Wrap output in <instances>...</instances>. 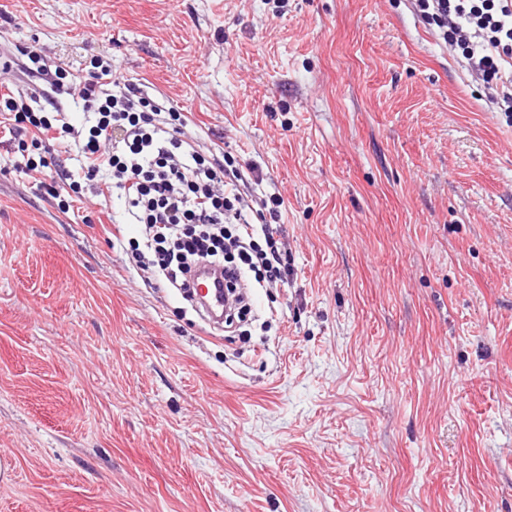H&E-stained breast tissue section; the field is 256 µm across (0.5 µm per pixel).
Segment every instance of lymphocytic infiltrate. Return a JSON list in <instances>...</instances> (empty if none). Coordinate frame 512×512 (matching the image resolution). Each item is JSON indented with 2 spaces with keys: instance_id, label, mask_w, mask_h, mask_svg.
Returning a JSON list of instances; mask_svg holds the SVG:
<instances>
[{
  "instance_id": "1",
  "label": "lymphocytic infiltrate",
  "mask_w": 512,
  "mask_h": 512,
  "mask_svg": "<svg viewBox=\"0 0 512 512\" xmlns=\"http://www.w3.org/2000/svg\"><path fill=\"white\" fill-rule=\"evenodd\" d=\"M415 2L434 33L457 48L471 76L495 86L497 108L512 112V0ZM19 52L30 71L48 79L50 90L95 115L87 137L77 138L64 112L50 116L13 91L0 92V112L25 126L32 146L47 135L65 137L82 157L81 178L49 188L62 212L80 200L87 182L119 197L125 223L141 227L130 248L144 277L185 289L196 268L223 269L226 291L237 302L225 316L229 324L248 314L249 284L287 283L291 271L277 247L284 200L264 188L256 167H243L229 153L219 161L193 147L182 137L183 114L113 70L108 57H92L76 70L24 46Z\"/></svg>"
}]
</instances>
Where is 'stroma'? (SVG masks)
Returning <instances> with one entry per match:
<instances>
[{
  "label": "stroma",
  "mask_w": 512,
  "mask_h": 512,
  "mask_svg": "<svg viewBox=\"0 0 512 512\" xmlns=\"http://www.w3.org/2000/svg\"><path fill=\"white\" fill-rule=\"evenodd\" d=\"M0 44L257 166L294 270L211 329L0 135V512H512V124L411 0H0Z\"/></svg>",
  "instance_id": "35a3bbf8"
}]
</instances>
